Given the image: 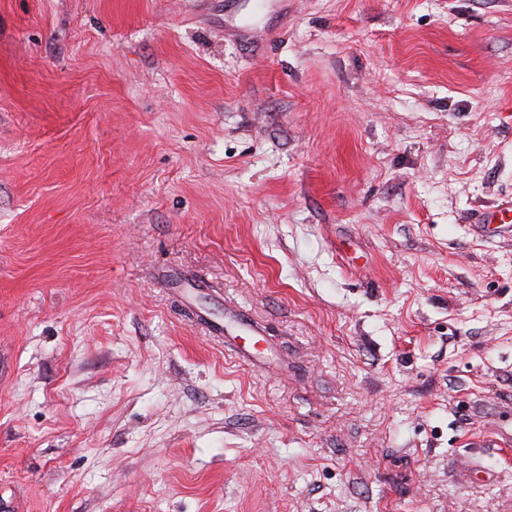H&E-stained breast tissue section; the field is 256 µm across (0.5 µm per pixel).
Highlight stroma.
<instances>
[{
  "label": "stroma",
  "mask_w": 512,
  "mask_h": 512,
  "mask_svg": "<svg viewBox=\"0 0 512 512\" xmlns=\"http://www.w3.org/2000/svg\"><path fill=\"white\" fill-rule=\"evenodd\" d=\"M0 0V497L512 512V0Z\"/></svg>",
  "instance_id": "1"
}]
</instances>
